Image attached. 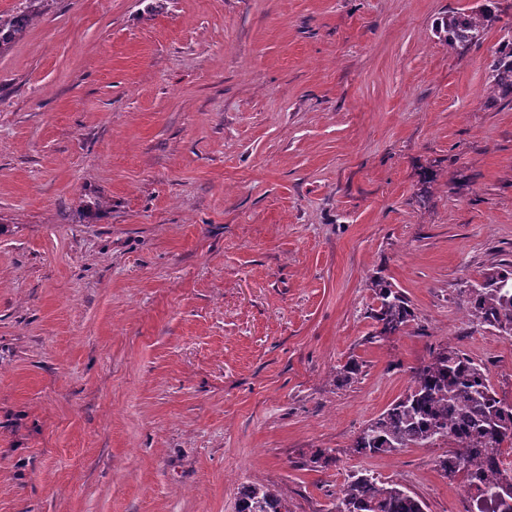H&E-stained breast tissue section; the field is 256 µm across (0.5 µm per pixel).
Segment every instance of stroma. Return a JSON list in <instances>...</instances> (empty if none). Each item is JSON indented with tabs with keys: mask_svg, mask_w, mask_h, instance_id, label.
<instances>
[{
	"mask_svg": "<svg viewBox=\"0 0 512 512\" xmlns=\"http://www.w3.org/2000/svg\"><path fill=\"white\" fill-rule=\"evenodd\" d=\"M483 3L53 0L0 50V512H329L357 470L464 512L444 447L350 446L447 345L512 402L465 294L512 260V0L436 31ZM495 19L496 16L488 5H484L480 13L473 15H448L444 23V41L453 48L468 49L481 41L485 30ZM509 29L488 65V80L494 93L492 103L509 98L512 103V28ZM370 288L378 302L372 313V318L380 327L377 336L401 332L414 317L409 300L382 276L371 279ZM236 512H290L282 493L273 485L241 484Z\"/></svg>",
	"mask_w": 512,
	"mask_h": 512,
	"instance_id": "obj_1",
	"label": "stroma"
}]
</instances>
